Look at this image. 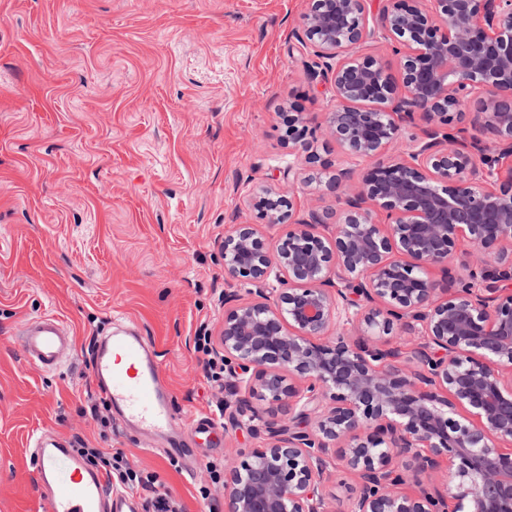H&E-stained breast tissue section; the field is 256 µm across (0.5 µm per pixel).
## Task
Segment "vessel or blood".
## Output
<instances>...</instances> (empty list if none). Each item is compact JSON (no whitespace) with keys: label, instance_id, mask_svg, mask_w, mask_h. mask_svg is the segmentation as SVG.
Instances as JSON below:
<instances>
[{"label":"vessel or blood","instance_id":"vessel-or-blood-1","mask_svg":"<svg viewBox=\"0 0 512 512\" xmlns=\"http://www.w3.org/2000/svg\"><path fill=\"white\" fill-rule=\"evenodd\" d=\"M22 334L30 360L49 371L59 369L74 349L70 329L54 315L28 321ZM91 374L125 428L165 437L176 454H186L190 441L213 429L209 419L182 421L156 351L135 326L119 325L98 341ZM30 464L48 512H137L131 499L113 494L105 477L86 467L70 441L51 431L31 439Z\"/></svg>","mask_w":512,"mask_h":512}]
</instances>
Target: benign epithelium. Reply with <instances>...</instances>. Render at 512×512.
I'll list each match as a JSON object with an SVG mask.
<instances>
[{
	"instance_id": "7a95c632",
	"label": "benign epithelium",
	"mask_w": 512,
	"mask_h": 512,
	"mask_svg": "<svg viewBox=\"0 0 512 512\" xmlns=\"http://www.w3.org/2000/svg\"><path fill=\"white\" fill-rule=\"evenodd\" d=\"M296 38L335 105L320 129L286 113L288 154L327 169L320 132L368 165L325 181L335 224L297 211L290 164L224 237V416L265 440L224 469V512H512V0H389L372 25L367 0H311ZM469 104L493 144L455 130ZM359 51L364 54H371L379 58L385 65L387 72L392 75L396 81H400V72L397 59L390 51H387L383 44L367 40L361 45Z\"/></svg>"
}]
</instances>
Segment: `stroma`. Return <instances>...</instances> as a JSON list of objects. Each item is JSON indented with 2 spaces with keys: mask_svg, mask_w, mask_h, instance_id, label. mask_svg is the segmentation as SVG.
<instances>
[{
  "mask_svg": "<svg viewBox=\"0 0 512 512\" xmlns=\"http://www.w3.org/2000/svg\"><path fill=\"white\" fill-rule=\"evenodd\" d=\"M307 0H0V512H47L27 450L50 429L118 449L155 473L182 512H209L205 464L262 446L218 426L173 462L89 407L93 344L133 320L159 353L179 411L217 417L199 327L224 328L221 244L287 169L288 104L324 121L294 36ZM72 328L63 367L29 361L20 327Z\"/></svg>",
  "mask_w": 512,
  "mask_h": 512,
  "instance_id": "1",
  "label": "stroma"
}]
</instances>
